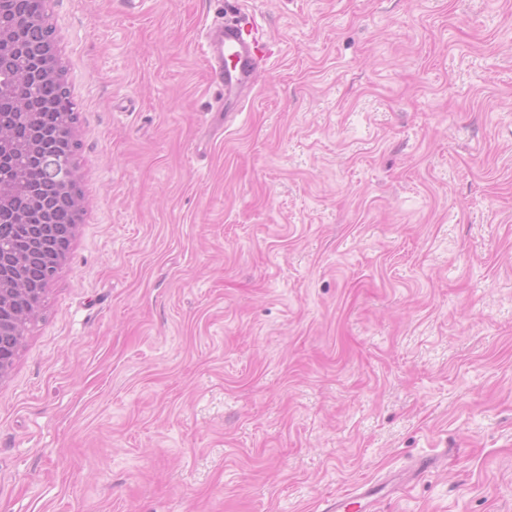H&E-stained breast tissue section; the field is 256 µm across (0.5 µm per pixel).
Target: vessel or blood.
Masks as SVG:
<instances>
[{"instance_id": "b4317fda", "label": "vessel or blood", "mask_w": 512, "mask_h": 512, "mask_svg": "<svg viewBox=\"0 0 512 512\" xmlns=\"http://www.w3.org/2000/svg\"><path fill=\"white\" fill-rule=\"evenodd\" d=\"M255 20L247 13L232 19L212 22L202 45L209 72L220 89L218 110L238 114L242 111V88L253 84L257 72L266 62L255 46ZM386 483H362L339 494L327 512H368L380 498L391 495Z\"/></svg>"}]
</instances>
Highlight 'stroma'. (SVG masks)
<instances>
[{
  "mask_svg": "<svg viewBox=\"0 0 512 512\" xmlns=\"http://www.w3.org/2000/svg\"><path fill=\"white\" fill-rule=\"evenodd\" d=\"M51 0L78 234L0 380V512H512V0ZM254 29L255 20L248 13L216 20L208 26L202 50L209 72L220 88L218 104L211 107L212 112L227 111L226 117L241 113L242 88H252L257 72L269 59L256 50ZM393 493V487L386 483H362L350 490L336 495L329 505L327 512H350L353 509L367 510L380 498Z\"/></svg>",
  "mask_w": 512,
  "mask_h": 512,
  "instance_id": "obj_1",
  "label": "stroma"
}]
</instances>
